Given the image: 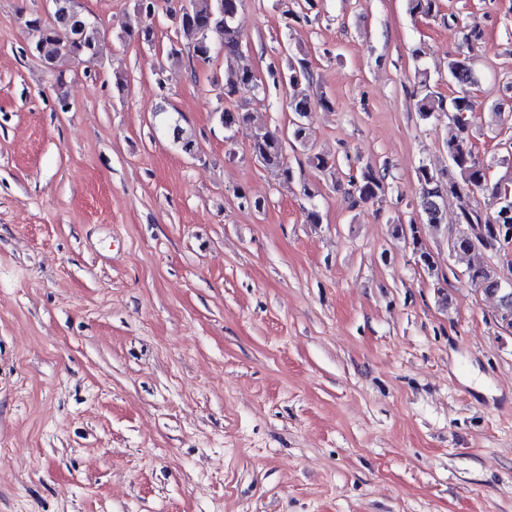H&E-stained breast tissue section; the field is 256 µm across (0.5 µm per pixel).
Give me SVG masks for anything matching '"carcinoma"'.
<instances>
[{"label": "carcinoma", "instance_id": "cac0c4a2", "mask_svg": "<svg viewBox=\"0 0 512 512\" xmlns=\"http://www.w3.org/2000/svg\"><path fill=\"white\" fill-rule=\"evenodd\" d=\"M179 7L169 10L167 17L173 28L175 38L170 40L168 57L177 61L182 56L181 39L188 41V48L193 55L212 58L214 46L210 34H220L224 56L239 54L241 42L236 25L242 0H176ZM409 11L413 15L433 17L439 12V0H408ZM24 22L35 24L39 31V44L42 55L56 60L62 54L93 59L101 41V29L90 20L81 9L53 15V21L44 23L37 17L24 16ZM273 83H282L290 88L287 107L292 113L288 131L264 130L256 133L251 145L253 158L264 168L274 173L282 182L288 184L294 180V171L288 163L285 153V141L292 147L307 152L309 164L320 172L333 168L334 161L323 153L314 151L309 145L307 120L315 108L330 109L333 102L322 95L318 99L311 97L309 88L313 80L311 63L306 54L288 57L279 70L270 71ZM448 78L459 87L457 94L449 99L431 90L430 78L427 73H418L420 93L416 102L417 112L424 119L443 112L451 117L455 128L447 142V154L450 169L436 171L427 166L417 170V181L420 188L428 187L432 192H419L415 204L424 216L422 224L437 226L442 220V207L446 199L468 198L478 192L489 191L498 200V207L491 215H485L477 206L465 204L460 207L459 223L461 224H505L512 227V184L500 179H493L490 166L478 158L470 139V118L475 112V101L468 87L477 82V78L465 61L452 58L448 60ZM255 82L254 73L249 70H230L224 83L219 86V99L232 96L240 85ZM219 122L224 130L250 119L249 113L222 108L218 110ZM160 123L171 134L173 144L183 153L195 152L198 144L192 136L186 134L179 122L163 110L156 113ZM353 192L358 199L366 202L374 199L385 190V175L382 172L366 167L351 179ZM395 237L411 240L417 261L428 270H433L430 253L423 246L421 224L411 221L406 225L395 224L392 228ZM450 251L470 255L482 251V247L465 235L453 238ZM468 280L475 288L488 294L497 295L500 305H507L505 294L497 289L500 274L488 265L470 267Z\"/></svg>", "mask_w": 512, "mask_h": 512}]
</instances>
